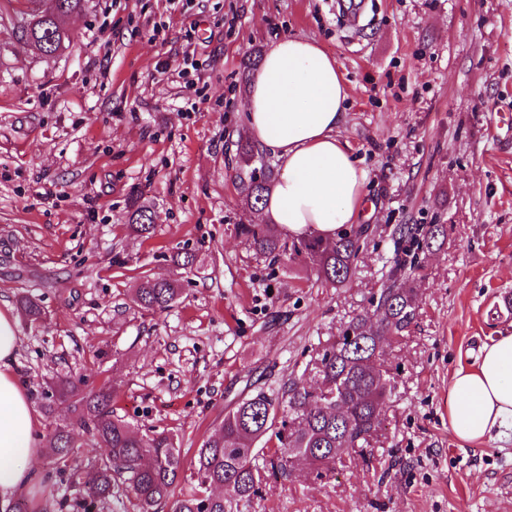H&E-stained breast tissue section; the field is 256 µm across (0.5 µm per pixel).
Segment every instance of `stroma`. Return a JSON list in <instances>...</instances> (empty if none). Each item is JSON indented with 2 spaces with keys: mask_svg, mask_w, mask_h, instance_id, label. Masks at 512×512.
Listing matches in <instances>:
<instances>
[{
  "mask_svg": "<svg viewBox=\"0 0 512 512\" xmlns=\"http://www.w3.org/2000/svg\"><path fill=\"white\" fill-rule=\"evenodd\" d=\"M48 5L0 0V303L42 307L38 322L17 319L28 396L61 374L110 389L116 414L174 435L188 492L229 409L314 383L322 349L373 308L403 255L397 226L443 224V245L417 256L416 318L384 355L394 390L369 448L267 473L239 510L512 512V434L474 447L448 427L455 371L512 333V0H364L355 24L336 0H84L50 57L23 34ZM287 34L317 41L349 82L339 135L368 172L370 235L341 288L235 231L258 220L232 179L243 61ZM134 189L148 239L128 227ZM183 246L194 267L171 262ZM146 276L178 284L177 303L135 307ZM35 416L42 453L24 500L59 512L97 450L69 405ZM54 423L73 429L62 474Z\"/></svg>",
  "mask_w": 512,
  "mask_h": 512,
  "instance_id": "obj_1",
  "label": "stroma"
}]
</instances>
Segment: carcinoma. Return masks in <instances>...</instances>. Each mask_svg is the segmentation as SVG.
<instances>
[{"label":"carcinoma","instance_id":"obj_1","mask_svg":"<svg viewBox=\"0 0 512 512\" xmlns=\"http://www.w3.org/2000/svg\"><path fill=\"white\" fill-rule=\"evenodd\" d=\"M83 0H51L52 6L34 15L26 36L44 53L59 51L69 41L62 18L81 8ZM257 151L247 139L237 145L235 179L243 201L255 207L265 200L273 181V169L256 166ZM129 228L149 238L154 224L141 202L139 192L129 195ZM364 227L350 228L327 245L312 235L296 240L281 236L273 224H241L238 233L255 252L274 261L308 260L326 284L342 286L351 278L365 244ZM399 238L416 247L431 250L445 236L441 224L424 227L402 224ZM415 265L397 262L390 283L382 290L376 309L357 315L342 334L328 344L317 363L319 383L308 387L293 380L282 390L261 391L243 399L217 426L197 450L196 485L178 498L173 492L180 479L181 459L173 435L151 430L140 433L112 410L107 391H85L86 381L61 377L41 395L44 412L71 403L79 425L106 453L94 460L95 482L76 506L112 500L114 490L127 494L133 512H238L259 490L264 474L256 465V444L273 429L278 415H290V430L280 442L281 469L293 458L295 466H329L336 461V449L361 448L381 424L384 407L391 395V377L377 367V358L390 340L406 332L415 317V295L411 287ZM181 289L160 278L141 283L133 303L147 311H164L179 299ZM50 441L59 464L67 466L71 434L67 427L51 429Z\"/></svg>","mask_w":512,"mask_h":512}]
</instances>
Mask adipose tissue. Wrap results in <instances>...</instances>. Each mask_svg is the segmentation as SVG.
<instances>
[{
  "instance_id": "adipose-tissue-1",
  "label": "adipose tissue",
  "mask_w": 512,
  "mask_h": 512,
  "mask_svg": "<svg viewBox=\"0 0 512 512\" xmlns=\"http://www.w3.org/2000/svg\"><path fill=\"white\" fill-rule=\"evenodd\" d=\"M348 82L341 66L314 40L286 35L262 57L244 99L248 132L280 162L263 219L293 235L332 241L356 223L366 202L367 173L338 132L346 117ZM18 324L0 308V501L26 493L39 455L36 417L12 369ZM448 425L460 440L480 442L512 426V333L460 367L448 390Z\"/></svg>"
}]
</instances>
